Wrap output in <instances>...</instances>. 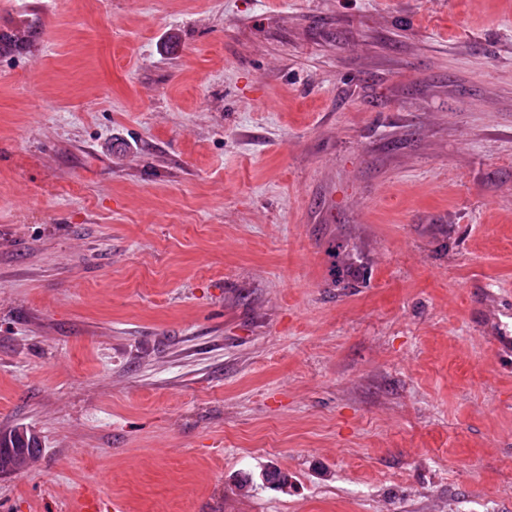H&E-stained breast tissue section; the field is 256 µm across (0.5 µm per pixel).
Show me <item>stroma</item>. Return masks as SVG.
I'll list each match as a JSON object with an SVG mask.
<instances>
[{
  "instance_id": "1",
  "label": "stroma",
  "mask_w": 512,
  "mask_h": 512,
  "mask_svg": "<svg viewBox=\"0 0 512 512\" xmlns=\"http://www.w3.org/2000/svg\"><path fill=\"white\" fill-rule=\"evenodd\" d=\"M24 21L0 432L42 452L0 512H512V0Z\"/></svg>"
}]
</instances>
